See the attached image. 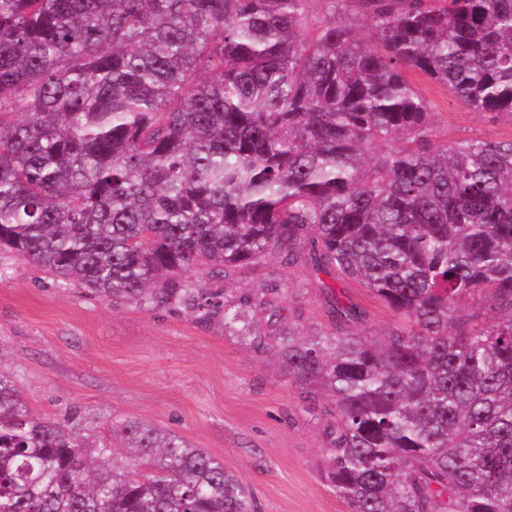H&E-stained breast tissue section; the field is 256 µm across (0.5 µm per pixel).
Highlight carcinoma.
Here are the masks:
<instances>
[{"mask_svg": "<svg viewBox=\"0 0 512 512\" xmlns=\"http://www.w3.org/2000/svg\"><path fill=\"white\" fill-rule=\"evenodd\" d=\"M0 0V253L114 303L181 304L331 399L352 512H512V139L442 142L417 71L512 119V0ZM309 257L408 322L301 336L187 280ZM486 298L495 321L464 312ZM260 307L265 330L247 318ZM336 326L357 304L331 295ZM95 440L0 369V512H255L174 432Z\"/></svg>", "mask_w": 512, "mask_h": 512, "instance_id": "carcinoma-1", "label": "carcinoma"}]
</instances>
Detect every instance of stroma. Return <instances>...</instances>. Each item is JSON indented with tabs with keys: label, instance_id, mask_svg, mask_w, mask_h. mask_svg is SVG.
I'll use <instances>...</instances> for the list:
<instances>
[{
	"label": "stroma",
	"instance_id": "1",
	"mask_svg": "<svg viewBox=\"0 0 512 512\" xmlns=\"http://www.w3.org/2000/svg\"><path fill=\"white\" fill-rule=\"evenodd\" d=\"M441 140H507L512 121L470 111L448 89L410 73ZM327 277L276 256L228 278H208L227 299H274L285 322L311 335L333 331ZM340 298L362 305L358 331L385 336L404 320L359 284L338 281ZM0 368L11 371L30 409L106 434L115 417L171 430L223 461L252 490L259 512H352L324 477V407L305 409L300 389L268 352L173 305H112L79 287H59L42 268L0 255Z\"/></svg>",
	"mask_w": 512,
	"mask_h": 512
}]
</instances>
